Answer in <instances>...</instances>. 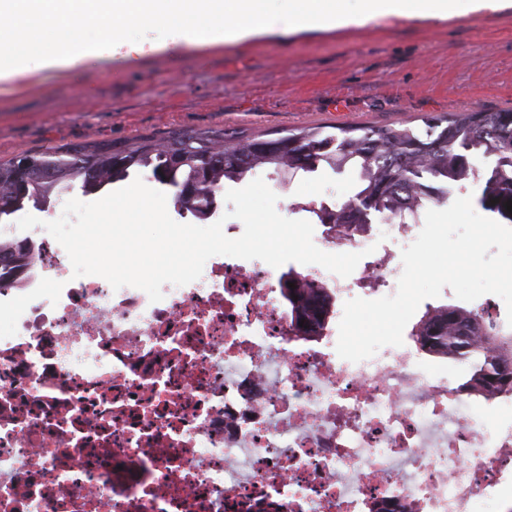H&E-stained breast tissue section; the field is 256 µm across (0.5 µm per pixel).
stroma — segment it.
I'll return each mask as SVG.
<instances>
[{"label": "stroma", "instance_id": "1", "mask_svg": "<svg viewBox=\"0 0 512 512\" xmlns=\"http://www.w3.org/2000/svg\"><path fill=\"white\" fill-rule=\"evenodd\" d=\"M512 109V8L459 15L438 26L254 37L93 62L58 75L33 73L0 94V161L24 152L224 128L275 133L308 125L404 128L439 112ZM277 212L309 200L342 204L352 171L296 176Z\"/></svg>", "mask_w": 512, "mask_h": 512}]
</instances>
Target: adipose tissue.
Returning a JSON list of instances; mask_svg holds the SVG:
<instances>
[{
  "instance_id": "1",
  "label": "adipose tissue",
  "mask_w": 512,
  "mask_h": 512,
  "mask_svg": "<svg viewBox=\"0 0 512 512\" xmlns=\"http://www.w3.org/2000/svg\"><path fill=\"white\" fill-rule=\"evenodd\" d=\"M512 0H0V90L32 69L73 70L101 59L132 61L166 46L257 35L378 27L393 20L439 23L493 13ZM106 23L109 37L83 42L80 18ZM142 30L139 39L122 34Z\"/></svg>"
}]
</instances>
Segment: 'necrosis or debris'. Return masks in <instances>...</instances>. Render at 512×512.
<instances>
[{"instance_id": "1", "label": "necrosis or debris", "mask_w": 512, "mask_h": 512, "mask_svg": "<svg viewBox=\"0 0 512 512\" xmlns=\"http://www.w3.org/2000/svg\"><path fill=\"white\" fill-rule=\"evenodd\" d=\"M28 237L0 290V512H477L512 482V393L476 403L408 345L337 354L342 303L392 255L308 266L339 306L303 347L261 260L213 256L153 303Z\"/></svg>"}]
</instances>
